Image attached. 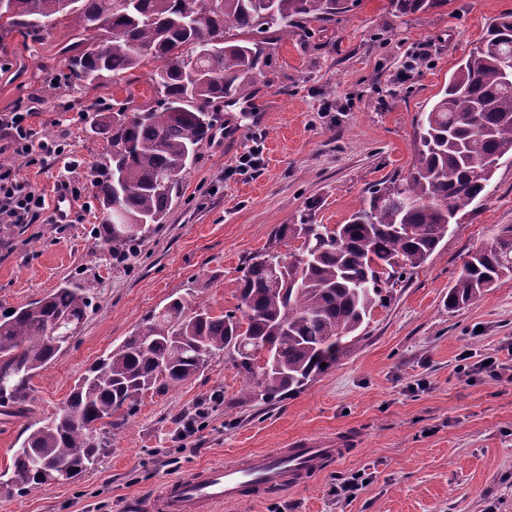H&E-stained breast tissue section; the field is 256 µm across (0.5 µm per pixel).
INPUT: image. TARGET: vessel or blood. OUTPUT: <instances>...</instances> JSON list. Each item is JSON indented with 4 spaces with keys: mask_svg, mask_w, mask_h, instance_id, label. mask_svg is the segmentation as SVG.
Segmentation results:
<instances>
[{
    "mask_svg": "<svg viewBox=\"0 0 512 512\" xmlns=\"http://www.w3.org/2000/svg\"><path fill=\"white\" fill-rule=\"evenodd\" d=\"M51 209L57 221L77 210V202L64 191L53 194ZM337 439L301 438L290 447L257 452L228 464L195 470L168 482L149 504L147 512H210L218 504L245 500L248 492L294 490L345 456Z\"/></svg>",
    "mask_w": 512,
    "mask_h": 512,
    "instance_id": "b4317fda",
    "label": "vessel or blood"
}]
</instances>
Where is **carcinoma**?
<instances>
[{"label": "carcinoma", "instance_id": "1", "mask_svg": "<svg viewBox=\"0 0 512 512\" xmlns=\"http://www.w3.org/2000/svg\"><path fill=\"white\" fill-rule=\"evenodd\" d=\"M358 0H12L8 29H41L66 17L79 40H110L101 50L70 51L63 87L104 78L119 84L130 71L151 67L154 99L139 104L127 92L120 108L94 125L111 147L103 179L95 182L104 213L98 227L112 255L156 232L180 194L179 175L197 159L216 127L214 106L252 97L255 74L268 63V38H286L310 21L330 22ZM446 0H390L395 12H426ZM197 59L192 77L171 61ZM512 15L497 19L463 58L431 109L416 124L417 159L405 178L373 185L366 206L331 228L310 212L281 224L274 241L302 240L288 277L275 278L282 254L250 259L240 278L239 304L213 315L204 306L188 314L175 298L76 383L50 420L27 427L15 449L9 482L35 488L91 469L101 452L99 428L121 424L140 394L175 388L210 359L224 355L245 386L271 400L301 388L320 364H335L345 339L386 286L422 267L465 207L484 197L495 169L512 158ZM512 275V225L469 255L448 293V306L469 304L483 289ZM90 307L84 288L66 280L44 298L0 316V406L17 407L32 377L62 350L56 336L76 327ZM277 353L261 366L251 351ZM46 462L45 470L31 459Z\"/></svg>", "mask_w": 512, "mask_h": 512}]
</instances>
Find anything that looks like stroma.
Masks as SVG:
<instances>
[{"label":"stroma","instance_id":"stroma-1","mask_svg":"<svg viewBox=\"0 0 512 512\" xmlns=\"http://www.w3.org/2000/svg\"><path fill=\"white\" fill-rule=\"evenodd\" d=\"M510 13L512 0H445L408 15L389 0H361L335 21L308 23L304 37L273 42L251 100L220 104L166 224L123 258L96 234L103 215L92 182L109 146L90 126L114 96L152 100L148 69L62 95L54 84L67 71L64 47L77 41L70 21L46 19L32 37L0 31V113L30 112L33 143L66 146L37 165L5 148L0 164L44 198L63 188L80 202L68 224L48 209L32 224L0 223V315L67 279L91 301L66 348L30 380L24 414L0 415V472L27 427L55 415L78 378L170 300L215 315L235 309L247 260L272 245L284 254L300 248L297 239L273 242L277 225L297 223L307 209L318 223H345L372 185L407 176L421 112L489 25ZM255 146L260 168L236 170ZM507 224L510 159L423 267L372 309L335 365L269 401L213 358L179 388L140 395L124 424L103 433L93 469L23 492L0 486V512H126L199 466L339 433L352 439L348 456L308 485L215 512H512V382L458 371L466 350L506 358L512 276L469 306H448L467 256ZM196 416L202 424L184 433ZM355 472L366 478L355 498L331 495Z\"/></svg>","mask_w":512,"mask_h":512}]
</instances>
